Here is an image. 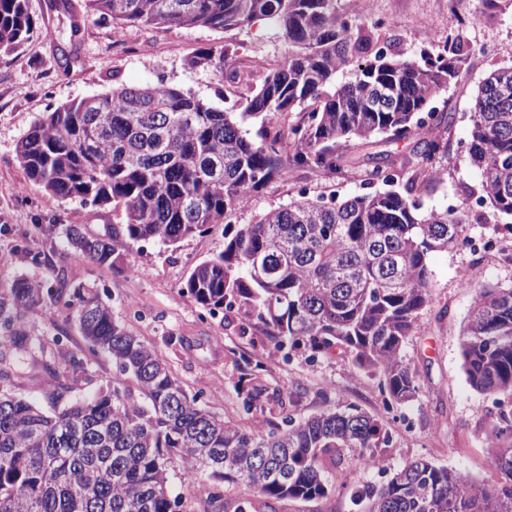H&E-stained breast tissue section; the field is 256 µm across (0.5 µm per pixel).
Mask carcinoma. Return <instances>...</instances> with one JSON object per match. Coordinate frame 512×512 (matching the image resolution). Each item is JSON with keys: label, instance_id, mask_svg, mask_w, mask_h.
Returning <instances> with one entry per match:
<instances>
[{"label": "carcinoma", "instance_id": "obj_1", "mask_svg": "<svg viewBox=\"0 0 512 512\" xmlns=\"http://www.w3.org/2000/svg\"><path fill=\"white\" fill-rule=\"evenodd\" d=\"M88 11L135 27L207 26L224 31L271 19L291 51L231 107L165 83L118 86L47 112L18 141L27 178L46 192L95 206L117 205L125 219L102 235L59 229L74 252L115 266L139 243L167 248L224 225V249L199 262L183 293L214 313L237 309L279 345L314 353L340 348L362 372L382 377L387 400L418 393L402 350L418 334L431 301L428 256L464 241V215L421 211L419 195L441 178L449 117L430 108L465 78L468 53L457 37L442 51L413 58L387 52L378 25L336 11V0H84ZM33 28L28 0H0V52L19 50ZM226 45L194 54L203 69L235 89L246 78ZM351 79L336 84V76ZM306 101L302 121L247 139L238 118L266 121ZM465 151L480 174L481 201L512 220V66L478 87ZM415 139L411 155L373 151ZM356 139L368 152L352 156ZM371 165L387 189L346 199L300 198L252 224L228 219L243 201L290 170L336 174ZM48 291L25 276L0 288V359L29 345L17 324L46 302L77 305L89 353L112 356V378L90 397L47 413L0 383V512H182L171 475L197 485L200 512H228L225 485L244 484L269 502H317L332 487L324 470L343 471L345 451L359 461L390 445V432L356 406L255 434L189 396L157 353L115 320L91 289L70 290L64 269ZM469 386L499 403L489 432L491 485L426 459L406 463L354 498L366 512H512V287L480 291L465 327ZM49 373L53 394L74 388L84 361ZM207 472L211 482H198Z\"/></svg>", "mask_w": 512, "mask_h": 512}]
</instances>
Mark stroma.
I'll return each instance as SVG.
<instances>
[{"label": "stroma", "instance_id": "1", "mask_svg": "<svg viewBox=\"0 0 512 512\" xmlns=\"http://www.w3.org/2000/svg\"><path fill=\"white\" fill-rule=\"evenodd\" d=\"M71 10L53 0H29L35 26L26 44L0 53V283L24 276L54 283L55 268H65L73 286L96 290L114 318L162 356L189 393L208 409L242 428L265 434L284 416L307 417L355 405L390 431V447L378 449L382 475L357 463L345 473H324L334 491L319 502L282 500L276 512H359L353 485L377 484L406 462L427 459L466 473L473 482L494 480L488 434L496 412L492 398L472 390L462 368L461 342L478 290L512 286V229L479 203L480 176L464 151L469 111L480 82L493 70L512 65V0H371L369 23L379 24L393 49L417 56L442 45L446 33L461 31L470 53L465 81L448 85L433 102L453 123L444 174L421 196L423 210L454 204L469 215L466 244L431 253V302L422 312L418 335L408 339L403 356L419 373V393L405 404L387 402L380 379L358 373L349 352L335 348L314 355L303 347L278 348L260 323H247L237 311L210 313L182 288L189 271L224 248V227L183 241L176 250L146 243L116 266H102L71 253L62 235L46 234L50 224H73L89 234H104L120 224V208L98 207L50 195L29 181L16 146L43 113L76 99L124 85L163 82L215 100L217 81L186 65L195 53L233 45L236 65L260 82L268 66L288 52L279 24L258 21L222 32L207 27H121L86 13L83 0ZM80 22L79 41L70 38ZM363 169L328 175L290 172L249 197L233 215L250 224L266 210L288 204L300 194L310 198H349L370 191ZM495 238L497 250L481 255L470 240ZM30 348L4 363L12 390L44 410H52V379L45 367L64 353L86 346L73 309L51 305L24 320ZM254 376L266 399L253 411L244 408L240 381Z\"/></svg>", "mask_w": 512, "mask_h": 512}]
</instances>
